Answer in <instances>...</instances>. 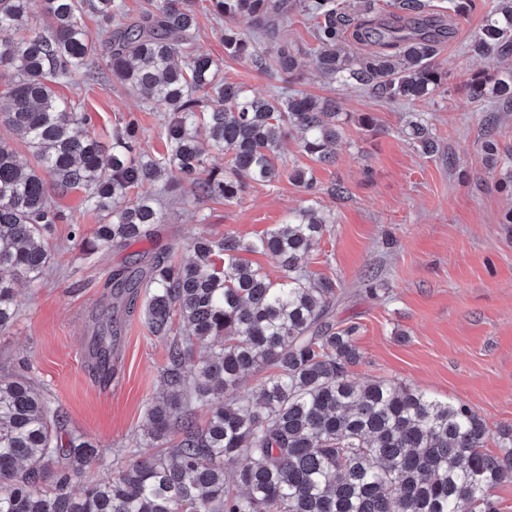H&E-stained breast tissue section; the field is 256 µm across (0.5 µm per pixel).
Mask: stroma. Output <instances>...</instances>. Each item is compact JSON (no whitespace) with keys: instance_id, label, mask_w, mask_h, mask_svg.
Segmentation results:
<instances>
[{"instance_id":"35a3bbf8","label":"stroma","mask_w":512,"mask_h":512,"mask_svg":"<svg viewBox=\"0 0 512 512\" xmlns=\"http://www.w3.org/2000/svg\"><path fill=\"white\" fill-rule=\"evenodd\" d=\"M430 3L431 16L452 30L437 57L447 83L415 105L318 78L303 52L313 41L311 25L302 13L290 14L287 39L301 51L297 89L336 98L345 121L333 164L313 160L289 137L279 151L284 174L278 181L252 184L232 204L195 200L193 187L183 185V203L164 204V222L150 235L98 251L71 234L77 224L82 236L91 235L100 222L82 193L53 196L68 220L52 234L54 263L40 280L19 287L18 316L0 333V374L29 378L59 410L63 434L97 448L98 461L73 479V493L85 481L111 475L130 455L150 453L146 411L163 388L168 362L167 341L149 333L137 305L118 314L119 360L111 379L90 371L91 336L111 305L113 273L168 253L187 256L199 234H262L308 205L335 219L308 268L336 283L335 322L358 327L361 357L350 366V379L390 380L465 403L492 431L487 452L498 453L496 433L512 425V224L505 221L512 187L500 183L512 167V105L495 98L474 102L466 89L488 68L469 44L498 0H474L461 15L448 13V0ZM193 9L197 45L223 59L225 80L273 96L275 81L225 57L224 25L206 0H194ZM59 92L80 97L87 128L103 140H110L113 126L131 121L148 153L163 152V113L146 109L120 83ZM415 114L432 127L439 144L434 155L419 153L402 134ZM364 115L373 126L361 124ZM489 140L498 145L493 163L483 150ZM296 167L312 172L314 193L288 179ZM336 184L344 194L333 192Z\"/></svg>"}]
</instances>
